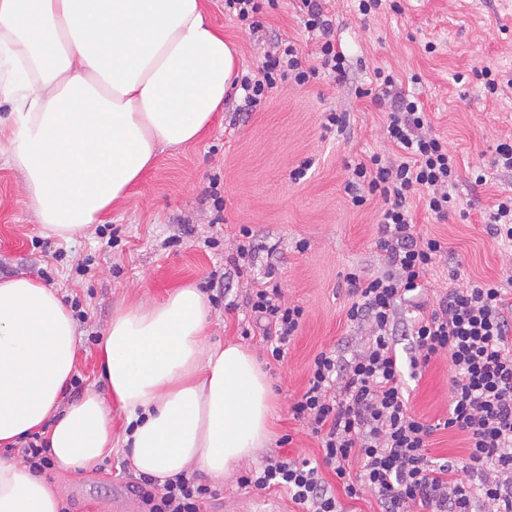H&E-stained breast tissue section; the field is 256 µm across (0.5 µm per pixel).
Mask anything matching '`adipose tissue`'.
Listing matches in <instances>:
<instances>
[{
  "label": "adipose tissue",
  "instance_id": "obj_1",
  "mask_svg": "<svg viewBox=\"0 0 512 512\" xmlns=\"http://www.w3.org/2000/svg\"><path fill=\"white\" fill-rule=\"evenodd\" d=\"M236 58L203 0H0V101L11 105L8 162L46 236L99 223L166 147L195 142L223 111ZM211 306L182 285L118 308L103 377L133 430L134 469L158 481L221 480L270 439L273 390L255 356L207 340ZM72 312L27 277L0 281V447L45 432L67 471L112 452V415L93 390L66 399ZM65 490L0 457V512H60Z\"/></svg>",
  "mask_w": 512,
  "mask_h": 512
}]
</instances>
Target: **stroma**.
Returning <instances> with one entry per match:
<instances>
[{"mask_svg":"<svg viewBox=\"0 0 512 512\" xmlns=\"http://www.w3.org/2000/svg\"><path fill=\"white\" fill-rule=\"evenodd\" d=\"M402 12L390 8L363 16L354 0H327L331 35L350 67L346 83L323 77L299 87L285 82L266 101L246 111L242 93H232L212 127L192 144L164 149L156 167L85 234L70 240L46 236L27 207L19 171L0 159V279L27 276L57 288L66 302H79L85 319L76 321V378L83 388L104 391L100 345L117 307L165 297L174 288L197 283L209 288L223 278L234 310L212 308L209 340L241 343L253 350L275 392L273 441L259 452L317 461L318 441L291 414L290 406L305 390L308 368L324 348L347 345L356 350L362 333L349 324L351 302L346 275L358 269L375 273L383 266L375 246L379 201L353 207L346 193L345 163L354 155H389L378 107L355 89L367 85L375 68L394 71L406 91L424 103L435 133L460 159L455 203L446 219L418 213L421 232L445 247L428 278L427 299L438 297L448 274L478 277L493 283L512 275V249L492 239L482 215L497 198L512 195V172L492 168L498 140L512 137V0H401ZM295 0H278L263 8L262 28L241 26L228 0H205L210 20L223 28L238 54L239 71L256 67L269 44L292 42L315 49L298 19ZM434 52H426V43ZM487 66L503 90L490 95L474 69ZM419 83H411V75ZM462 82H455V75ZM343 112L345 131L326 129V117ZM488 173L481 186L469 172ZM305 169L293 179L296 169ZM252 230L258 253L254 268L226 274L225 263ZM309 247L298 251L299 241ZM274 259H267L268 246ZM86 272H78L83 260ZM286 302L305 307L306 317L284 361L268 356L261 330L242 338L247 296L264 282L265 270ZM448 361L430 362L420 375L406 377L405 391L414 412L435 425L428 450L432 461H464L460 434L440 428L448 416ZM289 444H282L284 436ZM49 479L67 489L69 512H144L132 492L136 471L117 447L93 470L75 476L60 467ZM215 496L208 512H299L285 492L241 488L236 478L212 482Z\"/></svg>","mask_w":512,"mask_h":512,"instance_id":"35a3bbf8","label":"stroma"}]
</instances>
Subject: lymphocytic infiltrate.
<instances>
[{
	"instance_id": "f902f5d3",
	"label": "lymphocytic infiltrate",
	"mask_w": 512,
	"mask_h": 512,
	"mask_svg": "<svg viewBox=\"0 0 512 512\" xmlns=\"http://www.w3.org/2000/svg\"><path fill=\"white\" fill-rule=\"evenodd\" d=\"M309 32L319 37L315 57L292 44L275 45L257 70L241 78L248 107L266 99L278 82L305 86L325 72L348 78L347 57L329 36L321 0H300ZM357 97L383 107L392 156L372 154L347 163L346 190L354 207L379 199L376 247L383 267L373 274L348 273L351 324L367 335L352 356L319 351L308 384L291 406L295 420L321 444L322 461L269 457L238 478L242 488L281 490L301 512H341L333 485L321 475L330 467L352 499L369 494L381 512H512V277L505 285L452 276L448 289L429 302L421 293L443 251L442 242L417 232L416 207L445 219L459 180L458 161L427 119L424 104L406 94L393 72L379 68ZM410 303L415 315L398 329L395 314ZM251 323L262 328L274 360H283L305 310L283 303L279 288L254 289ZM411 336L412 367L444 357L451 370L445 428L465 435L462 463L434 464L428 456L434 425L424 423L403 390V366L394 347L397 331ZM148 512H205L214 493L196 475L165 483L139 476L133 486Z\"/></svg>"
}]
</instances>
